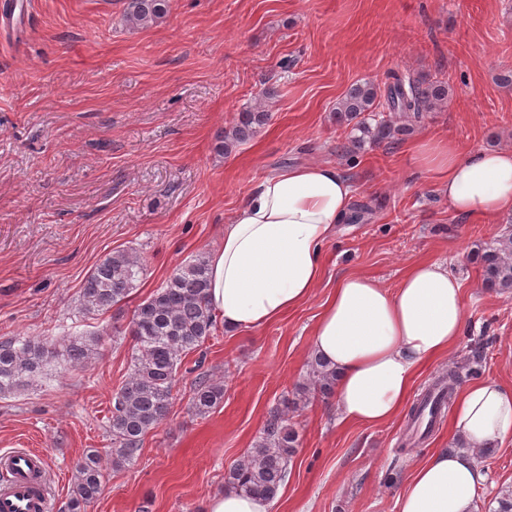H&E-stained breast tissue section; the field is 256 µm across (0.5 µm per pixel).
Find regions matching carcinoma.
Segmentation results:
<instances>
[{"instance_id": "obj_1", "label": "carcinoma", "mask_w": 512, "mask_h": 512, "mask_svg": "<svg viewBox=\"0 0 512 512\" xmlns=\"http://www.w3.org/2000/svg\"><path fill=\"white\" fill-rule=\"evenodd\" d=\"M167 14V0H127L126 22L146 27ZM371 81L353 84L336 103V123L350 128L356 149L391 141L400 129L392 119L371 123L366 114L380 108L408 121L445 103L448 85L442 81L419 82L406 74L394 73L379 95ZM269 119L261 103L238 113L236 121L216 139L214 150L228 155L247 143ZM482 286L512 288V235L499 247L478 256ZM143 275L140 258L128 250H114L87 275L80 289V313L100 315L124 301L138 287ZM209 260L198 254L175 268L169 278L134 310L128 327L132 337L130 374L112 394L109 433L112 448L107 456L87 451L75 465V483L62 512H85L100 494L104 461L118 469L131 464L141 450L145 436L159 428L169 413L177 376L187 355L199 352L192 383L191 408L205 416L224 400V385L204 369L205 342L218 324L207 300ZM100 334L69 336L60 342L7 336L0 341V399L11 397L52 375V364L85 366L99 358ZM458 373L448 372L435 383L439 393L429 395L411 410V420L424 411L430 417L440 410L444 396L451 395ZM312 390L326 398L334 394L335 372L321 359L310 361ZM298 447V432L288 424V409L275 408L247 459L230 469L224 488L243 491L265 499L277 496L289 474Z\"/></svg>"}]
</instances>
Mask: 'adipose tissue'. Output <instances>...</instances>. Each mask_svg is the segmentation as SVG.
<instances>
[{
  "label": "adipose tissue",
  "instance_id": "ef3b65f1",
  "mask_svg": "<svg viewBox=\"0 0 512 512\" xmlns=\"http://www.w3.org/2000/svg\"><path fill=\"white\" fill-rule=\"evenodd\" d=\"M410 150L435 176L455 213L485 224L512 213V149L461 153L446 139ZM353 186L336 167L309 164L261 181L224 225L209 259L208 302L228 330L279 319L307 301L323 277L322 251L350 212ZM461 280L437 261L410 265L396 288L351 274L327 298L311 339L314 355L336 372L340 420L378 425L395 419L418 369L459 340L465 310ZM456 452L431 455L403 483L398 512H477L487 480L476 455L512 438V389L477 380L458 390L451 414Z\"/></svg>",
  "mask_w": 512,
  "mask_h": 512
}]
</instances>
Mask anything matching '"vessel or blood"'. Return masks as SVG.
Listing matches in <instances>:
<instances>
[{
	"label": "vessel or blood",
	"instance_id": "obj_1",
	"mask_svg": "<svg viewBox=\"0 0 512 512\" xmlns=\"http://www.w3.org/2000/svg\"><path fill=\"white\" fill-rule=\"evenodd\" d=\"M52 492L38 454L16 450L0 456V512H53Z\"/></svg>",
	"mask_w": 512,
	"mask_h": 512
}]
</instances>
